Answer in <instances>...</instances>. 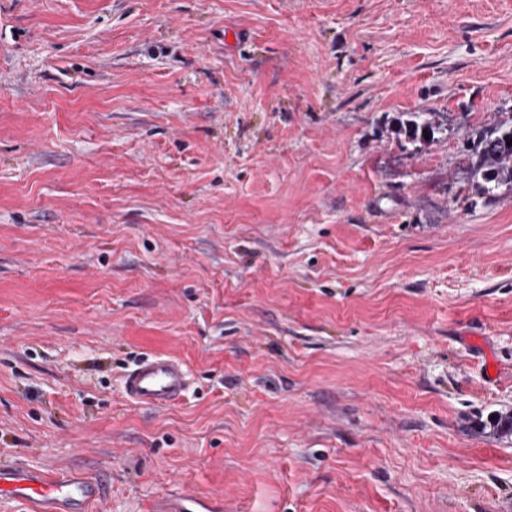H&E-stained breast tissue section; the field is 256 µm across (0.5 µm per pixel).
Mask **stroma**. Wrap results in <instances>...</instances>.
<instances>
[{
  "instance_id": "1",
  "label": "stroma",
  "mask_w": 512,
  "mask_h": 512,
  "mask_svg": "<svg viewBox=\"0 0 512 512\" xmlns=\"http://www.w3.org/2000/svg\"><path fill=\"white\" fill-rule=\"evenodd\" d=\"M511 120L512 0H0V462L91 512H512V187L465 170ZM126 397L143 408H167L175 405L189 387L184 365L173 358L146 355L124 375ZM104 495L102 481L75 472L60 469L49 473L20 461L0 465V496L37 506L33 512H87L88 506ZM188 504H200V500L194 497L192 494L181 493L178 495L162 498L155 504L152 510L154 512H215L221 510V507H219L205 509L213 511H200L197 510V508L188 507Z\"/></svg>"
}]
</instances>
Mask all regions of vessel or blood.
<instances>
[{"mask_svg":"<svg viewBox=\"0 0 512 512\" xmlns=\"http://www.w3.org/2000/svg\"><path fill=\"white\" fill-rule=\"evenodd\" d=\"M126 397L143 408L175 405L189 387L184 365L173 358L146 355L124 375ZM105 494L100 480L67 470L45 472L20 461L0 465V496L35 505L36 512H87ZM197 499L181 493L159 500L153 512H198Z\"/></svg>","mask_w":512,"mask_h":512,"instance_id":"1","label":"vessel or blood"}]
</instances>
